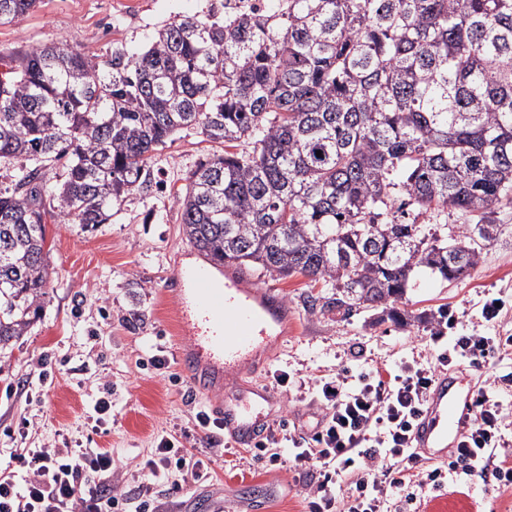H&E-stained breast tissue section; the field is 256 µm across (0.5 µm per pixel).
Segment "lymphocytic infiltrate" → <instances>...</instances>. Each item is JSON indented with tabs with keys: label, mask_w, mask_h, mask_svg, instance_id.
<instances>
[{
	"label": "lymphocytic infiltrate",
	"mask_w": 512,
	"mask_h": 512,
	"mask_svg": "<svg viewBox=\"0 0 512 512\" xmlns=\"http://www.w3.org/2000/svg\"><path fill=\"white\" fill-rule=\"evenodd\" d=\"M510 353L512 336H461L433 366L384 364L356 375L341 368L320 381L313 401L322 417L312 437L288 429L281 436L293 467L315 476L306 487L307 512H402L414 490L439 484L446 471L470 482L491 476L499 488H511L512 440L505 436L507 416L494 396L495 381L479 387L473 422L447 469L419 468L412 441L437 365L488 369ZM15 461L23 477L0 476V512H159L154 486L175 470L204 478L211 464L161 438L144 464L148 486L132 495L97 483L114 466L111 453L99 448H30Z\"/></svg>",
	"instance_id": "1"
}]
</instances>
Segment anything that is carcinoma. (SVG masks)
Listing matches in <instances>:
<instances>
[{"instance_id":"cac0c4a2","label":"carcinoma","mask_w":512,"mask_h":512,"mask_svg":"<svg viewBox=\"0 0 512 512\" xmlns=\"http://www.w3.org/2000/svg\"><path fill=\"white\" fill-rule=\"evenodd\" d=\"M37 0H0V24ZM216 0L98 61L66 41L0 71V352L25 335L54 269L45 224L107 223L149 190L146 163L195 129L224 153L177 196L201 254L389 308L412 273L470 275L512 203V0ZM65 161L63 182L46 174ZM476 219L448 237L419 218Z\"/></svg>"}]
</instances>
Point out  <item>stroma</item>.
<instances>
[{"label":"stroma","mask_w":512,"mask_h":512,"mask_svg":"<svg viewBox=\"0 0 512 512\" xmlns=\"http://www.w3.org/2000/svg\"><path fill=\"white\" fill-rule=\"evenodd\" d=\"M211 0H38L34 9L0 25V58L59 41L106 60L112 52L143 50L162 23L204 15ZM218 150L196 131L177 135L151 159V190L114 206L110 223L88 231L47 222L46 245L55 274L42 315L11 355L0 357V473L15 470L23 448H103L118 468L112 482L132 488L145 482L142 462L158 439L172 436L204 456L229 439L216 427L201 428L197 411L208 402L190 386L178 365L189 345L177 329L174 276L191 257L176 202L189 173ZM497 239L487 246L470 276L443 282L419 273L405 307L427 313L405 327L375 322L372 311L343 316L311 308L308 296L321 286L307 278L257 279L274 287L291 311L288 334L271 348L257 383L273 388L272 420L299 422L309 415L310 383L350 368L394 364L436 350L434 316L457 319L455 335L512 334V204L492 214ZM491 297L506 304L498 321L484 322ZM289 376L287 386L275 377ZM111 410L95 405L103 389ZM171 490L157 494L163 512H205L206 503L265 494L267 512H303L304 474L282 463L248 460L238 453L215 457L206 478L173 472ZM415 512H512V490L496 493L483 484L444 477L423 489Z\"/></svg>","instance_id":"obj_1"}]
</instances>
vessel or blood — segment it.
Listing matches in <instances>:
<instances>
[{"instance_id": "obj_1", "label": "vessel or blood", "mask_w": 512, "mask_h": 512, "mask_svg": "<svg viewBox=\"0 0 512 512\" xmlns=\"http://www.w3.org/2000/svg\"><path fill=\"white\" fill-rule=\"evenodd\" d=\"M192 305H180L179 330L191 340L179 363L188 382L206 391L224 376V398L210 404V414L239 446H253L267 433V405L275 394L249 384L259 369L264 348L278 343L288 326V310L274 289H259L228 267L216 277L213 264L202 262L192 271ZM461 375L445 372L432 384L414 429L417 451L443 456L457 447L470 423L475 388L463 387Z\"/></svg>"}]
</instances>
